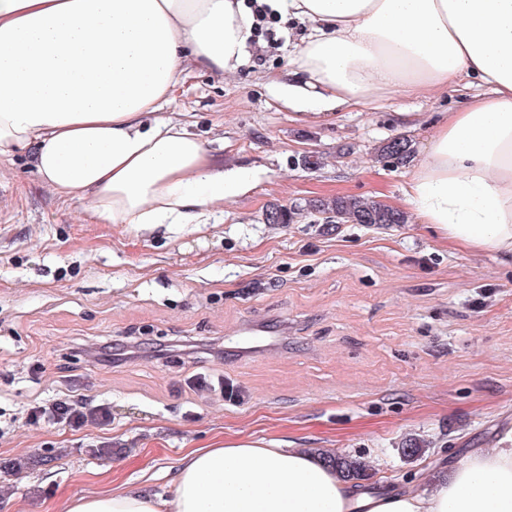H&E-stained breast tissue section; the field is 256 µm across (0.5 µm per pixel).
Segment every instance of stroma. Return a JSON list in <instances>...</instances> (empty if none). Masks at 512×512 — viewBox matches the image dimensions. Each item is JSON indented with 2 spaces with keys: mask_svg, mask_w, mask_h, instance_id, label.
Returning <instances> with one entry per match:
<instances>
[{
  "mask_svg": "<svg viewBox=\"0 0 512 512\" xmlns=\"http://www.w3.org/2000/svg\"><path fill=\"white\" fill-rule=\"evenodd\" d=\"M306 34L277 18L236 75L192 71L163 104L225 166L260 173L200 229L90 223L30 152L0 156V512H60L120 484L165 493L191 449L242 442L354 457L377 481L512 420V266L413 214L263 220L348 196L404 209L412 165L380 147L402 137L420 156L440 113L480 87L300 121L285 74ZM72 392L109 419L30 423ZM411 438L422 458L401 457Z\"/></svg>",
  "mask_w": 512,
  "mask_h": 512,
  "instance_id": "stroma-1",
  "label": "stroma"
}]
</instances>
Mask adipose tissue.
<instances>
[{
    "instance_id": "obj_1",
    "label": "adipose tissue",
    "mask_w": 512,
    "mask_h": 512,
    "mask_svg": "<svg viewBox=\"0 0 512 512\" xmlns=\"http://www.w3.org/2000/svg\"><path fill=\"white\" fill-rule=\"evenodd\" d=\"M263 2L311 30L288 65L307 109L484 87L442 114L405 202L449 243L512 262V0ZM255 20L246 0H0V153L34 148L41 180L93 222L208 223L255 175L158 112L191 69L234 74ZM65 512H512V431L370 486L304 448H196L169 495L117 487Z\"/></svg>"
}]
</instances>
